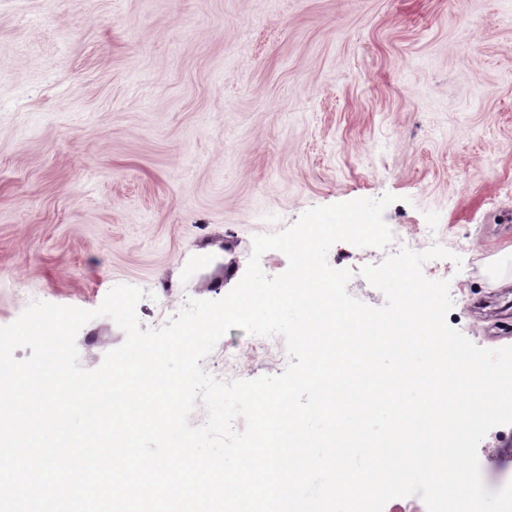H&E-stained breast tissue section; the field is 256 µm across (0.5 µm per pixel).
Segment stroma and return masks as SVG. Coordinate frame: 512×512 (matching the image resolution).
<instances>
[{"mask_svg": "<svg viewBox=\"0 0 512 512\" xmlns=\"http://www.w3.org/2000/svg\"><path fill=\"white\" fill-rule=\"evenodd\" d=\"M388 193L398 239L327 253L348 293L384 306L362 268L435 239L449 325L512 346V286L486 274L512 247V0H0V326L126 284L154 327L227 295L254 236ZM124 340L93 319L80 365ZM251 341L230 329L203 369H286L282 337ZM478 460L489 490L512 481V425Z\"/></svg>", "mask_w": 512, "mask_h": 512, "instance_id": "35a3bbf8", "label": "stroma"}]
</instances>
